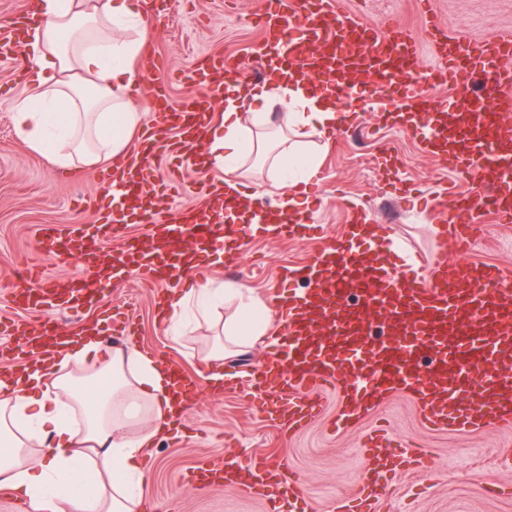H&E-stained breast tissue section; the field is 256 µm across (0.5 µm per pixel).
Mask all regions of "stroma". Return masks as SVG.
<instances>
[{"label": "stroma", "mask_w": 512, "mask_h": 512, "mask_svg": "<svg viewBox=\"0 0 512 512\" xmlns=\"http://www.w3.org/2000/svg\"><path fill=\"white\" fill-rule=\"evenodd\" d=\"M336 8L407 27L427 64L433 58L426 46V15H434L449 34L472 41L512 31V0H336ZM164 9L166 18L147 31L148 54L141 62L143 82L136 94L141 103H151L163 86L174 105L195 94V86L182 74L208 54L224 55L245 78L269 73V59L255 52L261 39L254 22L255 0H165ZM23 91L14 62L0 60V350L17 354L27 348L28 324L55 318L51 308L30 310L18 303L22 286L17 272L45 280L84 274L74 258L39 245L37 226L96 227L111 205L109 167L86 166L76 177L62 174L17 135L12 115ZM338 104L349 120L317 141L321 163L313 186L320 202L310 209L308 235L239 236L231 248L240 258L237 268L225 269L219 259L208 258L202 281L218 288L246 286L277 302L283 269L306 262L324 240L351 237L359 214L370 216L379 237L401 246L397 253L373 249V258L407 267L410 274L427 275L448 249L450 236L441 218L453 207L446 188L454 172L419 150L418 130L387 120V113L399 105L396 97L360 91ZM147 168L157 190L141 198L142 211L165 210L159 187L176 180L208 185L217 177L214 170L186 168L174 158L148 162ZM477 222L483 234L464 252V260L497 266L512 277V223L497 222L489 210ZM157 289L148 279L106 278L94 288L90 303L60 320L64 329L101 328L105 348L135 344L153 359L177 363L196 382L199 393L188 399L173 433L150 449L146 494L151 505L165 506L167 512H265L260 497L241 493L234 483L215 478L199 487L187 480L193 467L218 455L227 460L265 455L295 473L305 512H326L331 505L352 500L365 475V436L381 429L411 453L428 452L432 464L401 466L389 473L377 512H512V427L432 430L422 425L418 404L396 393L336 432L337 394L330 389L323 394L320 414L290 432L261 412L254 397L236 384L210 390L200 353L223 321V311L195 322L184 342L176 344L161 325Z\"/></svg>", "instance_id": "1"}]
</instances>
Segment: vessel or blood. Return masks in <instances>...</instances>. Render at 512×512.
I'll list each match as a JSON object with an SVG mask.
<instances>
[{"label":"vessel or blood","mask_w":512,"mask_h":512,"mask_svg":"<svg viewBox=\"0 0 512 512\" xmlns=\"http://www.w3.org/2000/svg\"><path fill=\"white\" fill-rule=\"evenodd\" d=\"M256 16L264 35L261 54L289 53L303 73L338 90L348 88L354 75L374 91L397 95L400 114L417 119L421 152L469 180L471 196L455 197V206L467 210L479 202L501 222H512L511 34L461 48L443 42L439 63L428 69L418 64L407 28L336 12L333 0L320 9L310 0H278ZM26 24L20 16L0 26V57L16 59ZM225 68L218 55L189 73L205 95L156 108V140L142 143V150L161 160L172 150L196 161L213 103L224 94ZM446 85L464 93V106L435 101L432 89ZM122 188L128 203L154 190L140 168L129 170ZM225 208L223 194L206 190L199 204L151 223L144 237L114 252L94 246L77 224L42 226L37 238L78 256L90 276L139 271L171 285L200 273L203 255L224 249L226 238L237 235V227L224 222ZM282 279L305 283L307 291L281 295L282 340L249 384L260 408L289 428L319 413L318 393L334 386L348 418L354 414L350 397L368 401L379 392L404 390L421 402L423 423L438 430L512 423V280L499 268L443 257L428 278L417 280L332 239L310 261L286 268ZM23 297L33 306L62 310L79 302L67 284L39 280ZM381 448V439H373L352 512H372L380 479L395 463V454ZM227 469L264 473V480L243 482L241 490L263 498L267 512H299V483L283 464L267 457L209 462L212 476Z\"/></svg>","instance_id":"b4317fda"}]
</instances>
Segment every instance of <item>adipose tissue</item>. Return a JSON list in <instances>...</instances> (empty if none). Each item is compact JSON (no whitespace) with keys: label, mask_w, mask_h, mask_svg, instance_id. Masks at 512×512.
Instances as JSON below:
<instances>
[{"label":"adipose tissue","mask_w":512,"mask_h":512,"mask_svg":"<svg viewBox=\"0 0 512 512\" xmlns=\"http://www.w3.org/2000/svg\"><path fill=\"white\" fill-rule=\"evenodd\" d=\"M35 17L25 94L13 112L17 134L60 168L126 161L147 112L133 96L147 49L145 0H37ZM271 101L286 108L277 128L262 112ZM348 119L334 94L294 73L230 82L205 140V163L224 174L230 197L244 193L239 172L249 161L268 163L280 205L291 212L319 171L307 138ZM221 305L231 313L205 352L206 379L216 385L225 359L273 344L274 308L243 286L186 280L170 290L164 316L178 342L190 317ZM171 383L167 366L137 347L109 351L92 332L61 337L50 358L0 374V486L32 512H144L149 474L141 459L170 433Z\"/></svg>","instance_id":"adipose-tissue-1"}]
</instances>
